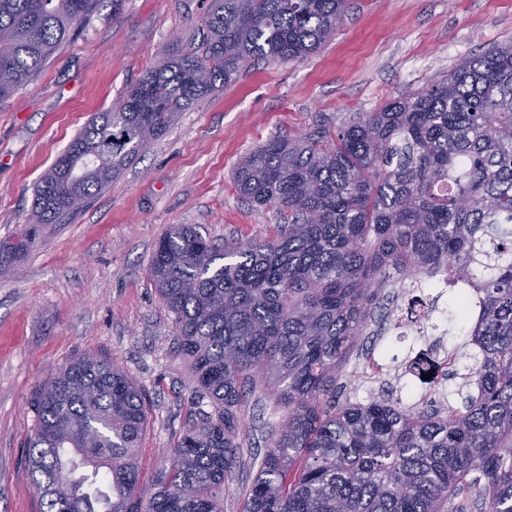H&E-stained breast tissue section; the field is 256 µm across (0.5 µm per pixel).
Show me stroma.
<instances>
[{
  "label": "stroma",
  "instance_id": "1",
  "mask_svg": "<svg viewBox=\"0 0 512 512\" xmlns=\"http://www.w3.org/2000/svg\"><path fill=\"white\" fill-rule=\"evenodd\" d=\"M213 0H100L36 78L0 101V243L34 231L24 256L0 275V512H40L26 467L36 429L30 399L53 371L84 353L131 374L151 401L141 441L151 479L192 405L173 315L150 280L155 244L173 224H193L219 242L272 239L273 207L242 198L239 160L273 137L293 138L373 112L420 88L465 57L512 43V0H351L344 23L317 53L245 67L236 81L181 112L109 188L72 217L29 226L38 179L90 120L161 60L173 35L197 37ZM437 299L431 339L456 349L468 336ZM393 289L378 335L358 338L344 367L366 400L382 385L410 404L425 391L411 378L369 374L368 362L405 361L423 348L397 319L407 305ZM283 412L263 392L240 412V464L224 480V512H243L269 435Z\"/></svg>",
  "mask_w": 512,
  "mask_h": 512
}]
</instances>
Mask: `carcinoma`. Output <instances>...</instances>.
Here are the masks:
<instances>
[{
  "label": "carcinoma",
  "mask_w": 512,
  "mask_h": 512,
  "mask_svg": "<svg viewBox=\"0 0 512 512\" xmlns=\"http://www.w3.org/2000/svg\"><path fill=\"white\" fill-rule=\"evenodd\" d=\"M100 0H0V100L43 68ZM349 0H214L119 106L95 114L38 181L29 223L56 224L112 185L178 113L248 63L303 59ZM241 196L288 213L274 238L218 244L193 224L158 239L150 278L174 315L194 410L140 479L149 399L106 357L44 380L29 472L42 512H224L238 409L283 410L244 512H512V43L236 168ZM31 234L0 244L20 256ZM465 282L480 304L460 403L343 396L341 367L390 289Z\"/></svg>",
  "instance_id": "carcinoma-1"
}]
</instances>
